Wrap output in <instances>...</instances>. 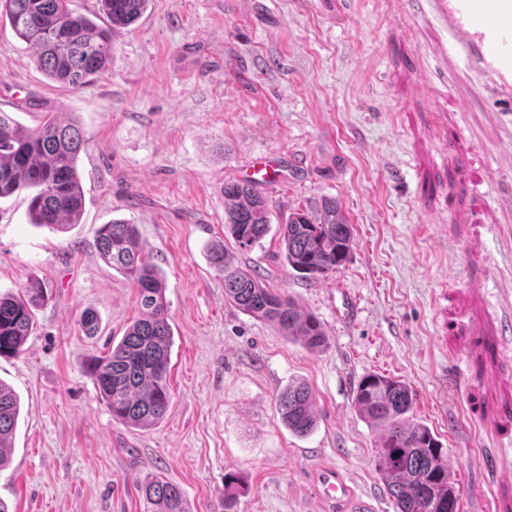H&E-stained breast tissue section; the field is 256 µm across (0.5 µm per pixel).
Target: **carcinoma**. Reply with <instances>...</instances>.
<instances>
[{
  "instance_id": "1",
  "label": "carcinoma",
  "mask_w": 512,
  "mask_h": 512,
  "mask_svg": "<svg viewBox=\"0 0 512 512\" xmlns=\"http://www.w3.org/2000/svg\"><path fill=\"white\" fill-rule=\"evenodd\" d=\"M149 0H96L84 12L71 0H0V18L33 50L39 67L54 82L79 89L90 85L112 61V36L135 24ZM88 149L75 118H51L27 129L0 112V198L28 191L29 223L64 232L81 221L85 196L78 171L79 155ZM224 224L241 250L261 244L271 224L269 203L257 184L224 183ZM284 263L309 278L336 271L353 242L349 224L334 198L315 211L298 209L280 225ZM102 259L136 291L139 314L121 340L103 355H90L86 370L112 420L145 429L160 422L171 403L168 374L174 332L166 301L165 280L141 242L137 225L113 220L96 231ZM208 260L224 282V297L244 314L274 324L288 338L312 351L327 337L320 320L301 311L283 293L236 265L224 245L208 248ZM46 297L37 278L23 292L0 294V356L16 357L34 327L33 309ZM354 406L378 433L377 470L396 512H460V499L444 452L433 431L410 413L409 386L380 373L358 384ZM282 423L303 436L316 425L317 398L305 382H295L278 396ZM20 413L19 397L0 380V470L9 452ZM237 479L226 477L224 512L237 500ZM142 495L153 512H189L179 487L159 475L145 478Z\"/></svg>"
}]
</instances>
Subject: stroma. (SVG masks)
I'll use <instances>...</instances> for the list:
<instances>
[{"label":"stroma","instance_id":"stroma-1","mask_svg":"<svg viewBox=\"0 0 512 512\" xmlns=\"http://www.w3.org/2000/svg\"><path fill=\"white\" fill-rule=\"evenodd\" d=\"M436 30L386 0H150L114 36L109 69L74 90L49 80L0 23V112L34 128L76 115L89 149L78 169L80 224H29L27 194L0 199V292L29 277L48 297L0 380L20 398L10 512H147L157 474L190 512H224V477L244 488L234 512H327L314 475L335 467L351 503L395 512L375 466L376 432L354 408L360 379L404 380L413 414L448 453L461 512H512V344L502 294L512 286V161L487 105L464 109L441 84ZM272 227L238 250L224 228V184L258 179ZM336 199L353 246L335 272L305 279L283 262L277 227ZM496 210L497 221L485 220ZM115 219L137 224L166 278L175 335L164 419L113 423L85 372L119 341L136 293L95 247ZM314 313L313 352L224 297L206 247ZM96 335L79 326L84 310ZM314 391L317 424L300 436L276 406L289 383Z\"/></svg>","mask_w":512,"mask_h":512}]
</instances>
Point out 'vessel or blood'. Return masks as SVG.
Here are the masks:
<instances>
[{
  "label": "vessel or blood",
  "instance_id": "obj_1",
  "mask_svg": "<svg viewBox=\"0 0 512 512\" xmlns=\"http://www.w3.org/2000/svg\"><path fill=\"white\" fill-rule=\"evenodd\" d=\"M399 4L406 14L423 17L436 28V50L446 68L464 61L459 81L464 104L482 97L473 79L489 88L495 104L491 116L508 126L506 139L512 146V0H399ZM315 484L325 503H342L348 495L336 469L318 471Z\"/></svg>",
  "mask_w": 512,
  "mask_h": 512
}]
</instances>
